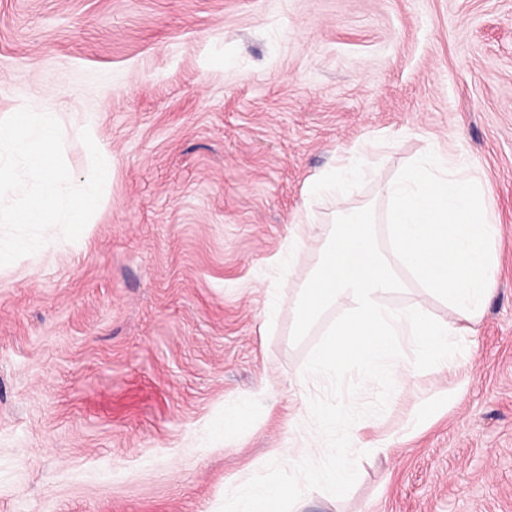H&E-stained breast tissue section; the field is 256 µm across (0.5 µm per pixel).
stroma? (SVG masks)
I'll list each match as a JSON object with an SVG mask.
<instances>
[{"label":"stroma","mask_w":512,"mask_h":512,"mask_svg":"<svg viewBox=\"0 0 512 512\" xmlns=\"http://www.w3.org/2000/svg\"><path fill=\"white\" fill-rule=\"evenodd\" d=\"M24 101L59 112L74 183L88 123L112 177L77 241L0 267V512H219L287 463L326 392L306 358L352 304L293 343L323 241L276 261L360 150L381 235L405 165L472 166L497 285L452 366L400 337L355 485L303 512H512V0H0V119ZM384 302L448 316L412 278Z\"/></svg>","instance_id":"1"}]
</instances>
